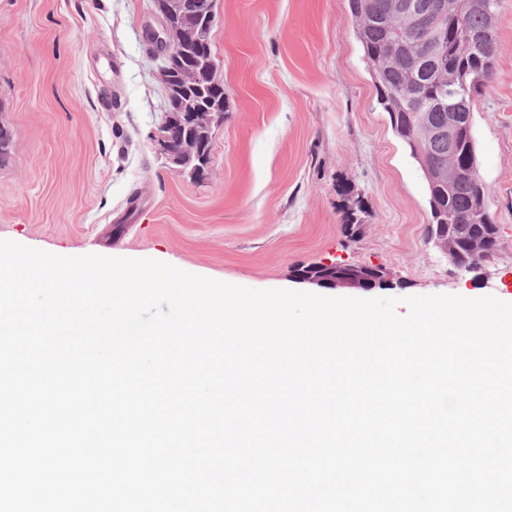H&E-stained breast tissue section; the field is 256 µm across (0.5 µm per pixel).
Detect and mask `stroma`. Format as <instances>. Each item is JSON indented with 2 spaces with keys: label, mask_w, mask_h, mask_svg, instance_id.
I'll return each mask as SVG.
<instances>
[{
  "label": "stroma",
  "mask_w": 512,
  "mask_h": 512,
  "mask_svg": "<svg viewBox=\"0 0 512 512\" xmlns=\"http://www.w3.org/2000/svg\"><path fill=\"white\" fill-rule=\"evenodd\" d=\"M151 0H0V240L61 256L150 258L257 290L320 293L316 264L390 285L333 297L492 295L512 303V0L474 98L498 251L463 273L429 242L427 181L395 134L348 0H215L224 121L210 174L174 173L149 135L165 90Z\"/></svg>",
  "instance_id": "obj_1"
}]
</instances>
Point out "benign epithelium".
<instances>
[{"mask_svg":"<svg viewBox=\"0 0 512 512\" xmlns=\"http://www.w3.org/2000/svg\"><path fill=\"white\" fill-rule=\"evenodd\" d=\"M177 5L178 9L175 10L170 0H154V14L160 20V24L145 31L146 39L161 47L157 58L164 63L167 73L173 65H179L185 59L184 50L168 38L170 20L176 18L190 25L192 31L202 34L208 29L215 15L213 0H179ZM397 6L406 21L418 29L426 28L434 15L445 18L457 12L455 0H436L426 8L417 7L409 0H400ZM222 121L224 113L213 112L206 107L167 112L162 122L150 133V140L171 171L185 174L186 159L195 156L199 161L196 174L203 177L209 164L198 136L212 131L213 126ZM175 125L187 128L191 135L181 140L173 139L171 130ZM298 278L331 287H348L356 284L367 290L387 285L386 279L371 267L350 266L339 276L327 279H310L302 274L298 275Z\"/></svg>","mask_w":512,"mask_h":512,"instance_id":"benign-epithelium-1","label":"benign epithelium"}]
</instances>
